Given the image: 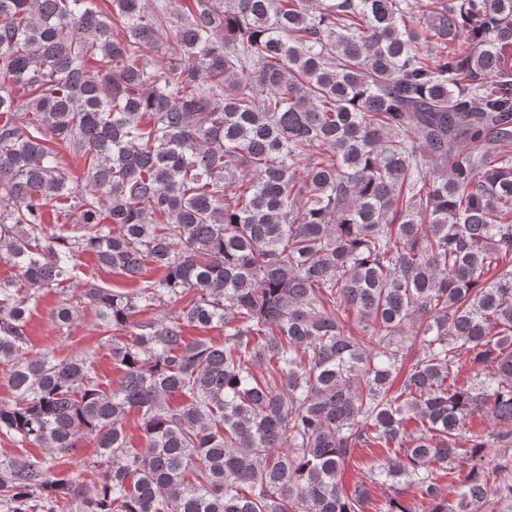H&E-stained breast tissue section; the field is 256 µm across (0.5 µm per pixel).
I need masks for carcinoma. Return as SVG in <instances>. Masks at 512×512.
<instances>
[{
    "mask_svg": "<svg viewBox=\"0 0 512 512\" xmlns=\"http://www.w3.org/2000/svg\"><path fill=\"white\" fill-rule=\"evenodd\" d=\"M179 2L111 0L109 19L0 0V259L21 274L0 281V435L56 454L89 439L105 466L88 488L40 455L2 460L0 506L365 512L371 487L342 472L378 447L377 512H509L512 0H432L421 26L420 0ZM69 198L77 233H47ZM84 253L139 291L87 275ZM70 286L60 329L89 307L127 336L109 391L83 357L26 352L30 300ZM172 295L190 300L136 321ZM460 455L450 492L435 473Z\"/></svg>",
    "mask_w": 512,
    "mask_h": 512,
    "instance_id": "obj_1",
    "label": "carcinoma"
}]
</instances>
